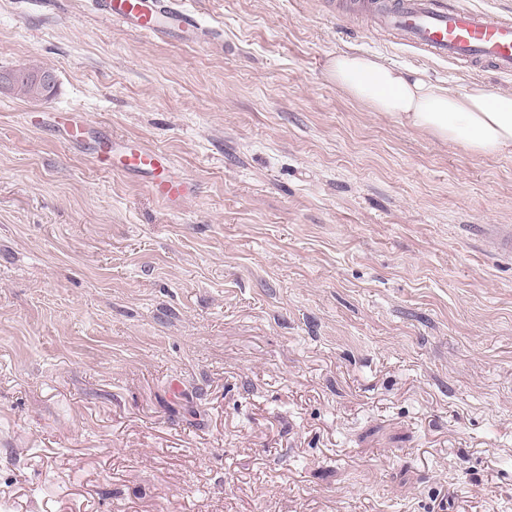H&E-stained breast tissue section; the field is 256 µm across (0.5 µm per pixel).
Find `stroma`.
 Instances as JSON below:
<instances>
[{
	"label": "stroma",
	"instance_id": "obj_1",
	"mask_svg": "<svg viewBox=\"0 0 512 512\" xmlns=\"http://www.w3.org/2000/svg\"><path fill=\"white\" fill-rule=\"evenodd\" d=\"M195 41L0 0V512H512V155L372 111L361 0H184ZM60 112L88 123L63 141ZM166 152L194 195L93 163Z\"/></svg>",
	"mask_w": 512,
	"mask_h": 512
}]
</instances>
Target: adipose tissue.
<instances>
[{
  "instance_id": "adipose-tissue-1",
  "label": "adipose tissue",
  "mask_w": 512,
  "mask_h": 512,
  "mask_svg": "<svg viewBox=\"0 0 512 512\" xmlns=\"http://www.w3.org/2000/svg\"><path fill=\"white\" fill-rule=\"evenodd\" d=\"M329 74L352 99L405 126L477 156L512 154V91L475 84L455 93L356 51L337 53Z\"/></svg>"
}]
</instances>
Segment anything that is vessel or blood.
Returning <instances> with one entry per match:
<instances>
[{"mask_svg": "<svg viewBox=\"0 0 512 512\" xmlns=\"http://www.w3.org/2000/svg\"><path fill=\"white\" fill-rule=\"evenodd\" d=\"M98 13L112 22L161 37L175 34L192 41L199 23L182 0H93ZM384 32L420 54L472 68L492 67L512 76V17L491 9L466 7L458 0H370ZM60 136L84 141L85 121L67 113L57 116ZM106 169L145 177L153 195L179 208L194 193L192 183L175 177L163 151L126 140H104L96 154Z\"/></svg>", "mask_w": 512, "mask_h": 512, "instance_id": "obj_1", "label": "vessel or blood"}]
</instances>
